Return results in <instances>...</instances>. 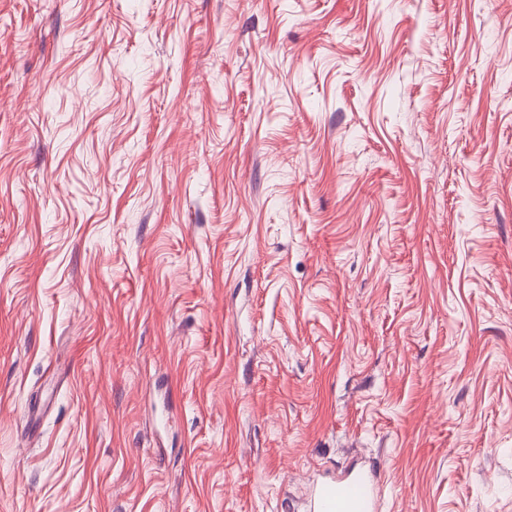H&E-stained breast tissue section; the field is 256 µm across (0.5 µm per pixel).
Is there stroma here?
<instances>
[{
    "label": "stroma",
    "mask_w": 512,
    "mask_h": 512,
    "mask_svg": "<svg viewBox=\"0 0 512 512\" xmlns=\"http://www.w3.org/2000/svg\"><path fill=\"white\" fill-rule=\"evenodd\" d=\"M512 512V0H0V512ZM309 512H376L373 480L362 473H346L313 489Z\"/></svg>",
    "instance_id": "stroma-1"
}]
</instances>
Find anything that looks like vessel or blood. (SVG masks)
Wrapping results in <instances>:
<instances>
[{
  "instance_id": "obj_1",
  "label": "vessel or blood",
  "mask_w": 512,
  "mask_h": 512,
  "mask_svg": "<svg viewBox=\"0 0 512 512\" xmlns=\"http://www.w3.org/2000/svg\"><path fill=\"white\" fill-rule=\"evenodd\" d=\"M309 512H377L373 481L361 473H347L313 489Z\"/></svg>"
}]
</instances>
